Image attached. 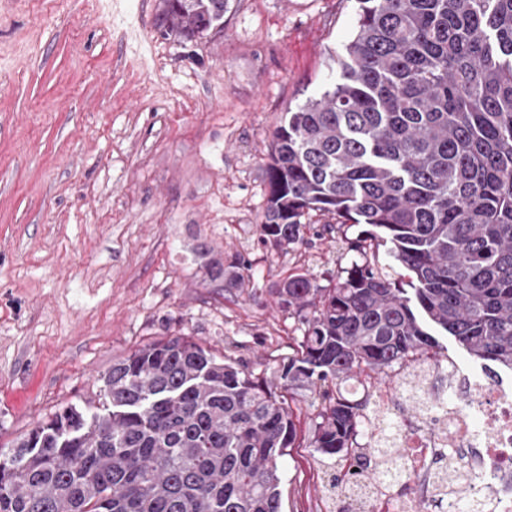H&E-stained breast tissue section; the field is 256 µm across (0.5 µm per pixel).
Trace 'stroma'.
Here are the masks:
<instances>
[{
    "label": "stroma",
    "instance_id": "1",
    "mask_svg": "<svg viewBox=\"0 0 512 512\" xmlns=\"http://www.w3.org/2000/svg\"><path fill=\"white\" fill-rule=\"evenodd\" d=\"M356 6L229 0L223 29L185 42L161 35L160 0H0V448L60 405L95 404L113 360L183 334L295 411L282 512H337L338 465L308 446L312 395L280 378L298 332L275 288L296 270L326 283L372 228L314 212L282 252L257 227L274 129L334 77ZM203 240L252 279L206 285ZM450 361L502 373L450 336L418 368Z\"/></svg>",
    "mask_w": 512,
    "mask_h": 512
}]
</instances>
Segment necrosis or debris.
Wrapping results in <instances>:
<instances>
[{"label": "necrosis or debris", "mask_w": 512, "mask_h": 512, "mask_svg": "<svg viewBox=\"0 0 512 512\" xmlns=\"http://www.w3.org/2000/svg\"><path fill=\"white\" fill-rule=\"evenodd\" d=\"M429 400L420 426L400 419L397 402ZM376 438L405 449L409 464L400 478L413 486V497L377 492L350 482L353 496L362 498L366 512H412L415 501L434 493L432 468L436 459L447 458L449 468L470 475L466 486L483 512H512V383H481L459 378L457 386L417 391L383 389L378 396Z\"/></svg>", "instance_id": "4bbe7bcc"}]
</instances>
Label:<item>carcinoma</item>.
<instances>
[{
    "label": "carcinoma",
    "instance_id": "obj_1",
    "mask_svg": "<svg viewBox=\"0 0 512 512\" xmlns=\"http://www.w3.org/2000/svg\"><path fill=\"white\" fill-rule=\"evenodd\" d=\"M229 0H161L159 27L193 41ZM339 76L274 131L263 244L305 241L310 212L382 232L409 287L359 239L335 283L278 288L302 332L288 389L383 377L438 347L512 370V0H358ZM204 281L241 286L235 259L203 246ZM367 403L315 405L309 447L366 476L388 448L359 446ZM293 410L254 372L184 335L112 362L97 404L67 403L0 449V512H282L279 461Z\"/></svg>",
    "mask_w": 512,
    "mask_h": 512
}]
</instances>
